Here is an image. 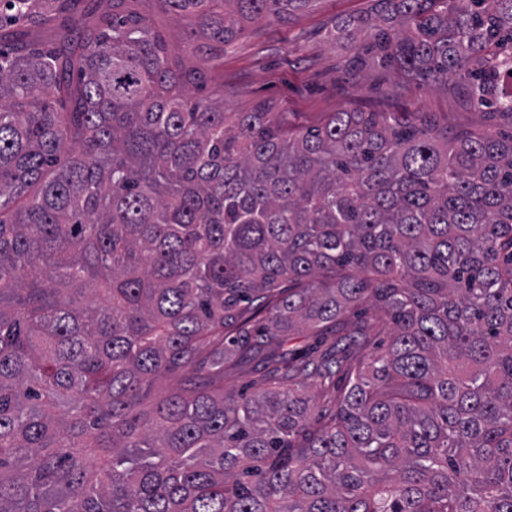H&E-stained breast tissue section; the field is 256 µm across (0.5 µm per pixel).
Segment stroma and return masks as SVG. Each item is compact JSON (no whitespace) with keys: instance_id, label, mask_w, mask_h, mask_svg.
Instances as JSON below:
<instances>
[{"instance_id":"35a3bbf8","label":"stroma","mask_w":512,"mask_h":512,"mask_svg":"<svg viewBox=\"0 0 512 512\" xmlns=\"http://www.w3.org/2000/svg\"><path fill=\"white\" fill-rule=\"evenodd\" d=\"M371 0H311L289 22H260L224 54L217 78L224 84V109L249 112L261 103L288 113L293 124L316 126L329 113L428 112L449 134L496 128L512 120L467 103L456 82L429 87L383 67L370 54H356L346 42H332L329 30L342 19L370 11ZM273 381L260 357L234 358L224 370L228 392L258 391Z\"/></svg>"}]
</instances>
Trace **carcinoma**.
<instances>
[{"label":"carcinoma","instance_id":"1","mask_svg":"<svg viewBox=\"0 0 512 512\" xmlns=\"http://www.w3.org/2000/svg\"><path fill=\"white\" fill-rule=\"evenodd\" d=\"M157 2L211 69L311 0ZM376 2L333 35L512 117V0ZM207 79L138 0H0V512H512V133ZM229 351L274 384L224 393Z\"/></svg>","mask_w":512,"mask_h":512}]
</instances>
